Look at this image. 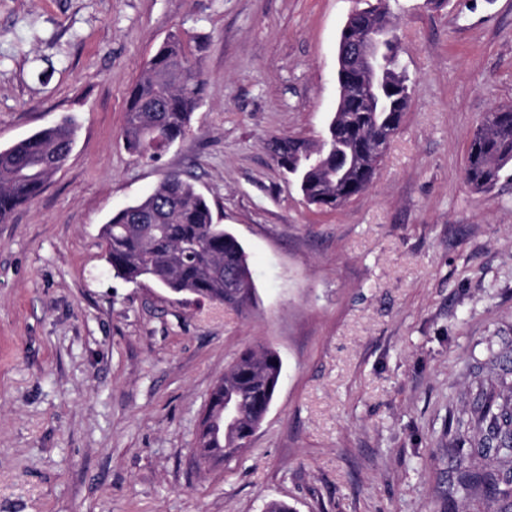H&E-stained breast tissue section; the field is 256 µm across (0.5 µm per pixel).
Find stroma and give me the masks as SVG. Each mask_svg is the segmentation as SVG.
I'll return each instance as SVG.
<instances>
[{"label": "stroma", "instance_id": "stroma-1", "mask_svg": "<svg viewBox=\"0 0 512 512\" xmlns=\"http://www.w3.org/2000/svg\"><path fill=\"white\" fill-rule=\"evenodd\" d=\"M359 0H0V148L74 116L44 191L0 224V512H496L453 493L450 414L471 354L512 341V182L464 181L472 132L512 101V0H390L411 79L368 191L307 205L267 142L315 140ZM174 32L205 79L155 162L120 138ZM173 173L246 249L252 304L116 277L101 227ZM283 375L235 458L198 467L208 394L246 347Z\"/></svg>", "mask_w": 512, "mask_h": 512}]
</instances>
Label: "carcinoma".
<instances>
[{
    "instance_id": "obj_1",
    "label": "carcinoma",
    "mask_w": 512,
    "mask_h": 512,
    "mask_svg": "<svg viewBox=\"0 0 512 512\" xmlns=\"http://www.w3.org/2000/svg\"><path fill=\"white\" fill-rule=\"evenodd\" d=\"M392 21L388 8L371 5L352 13L349 33L339 39L368 40L375 23ZM372 98L339 94L336 112L318 141L273 137L269 148L278 165L297 181L306 201L336 208L362 195L372 183L397 134L410 94L398 58V36L381 62ZM204 81L183 38L172 34L145 63L129 89L122 139L136 158L156 161L188 128L199 108ZM77 124L65 116L18 143L0 149V223L43 190L52 168L65 162ZM512 168V105L499 106L480 121L469 144L465 177L487 191ZM106 258L114 274L130 283L149 280L175 296L244 308L255 294L248 255L237 237L214 223L210 205L195 186L171 175L151 194L112 215L103 225ZM236 286L227 287L228 276ZM473 370L499 369L479 387L470 411L453 418L455 493L482 496L512 512V349L481 361ZM283 372L278 353L262 344L241 352L213 386L196 435L200 463L229 460L246 447L263 409L271 405Z\"/></svg>"
}]
</instances>
